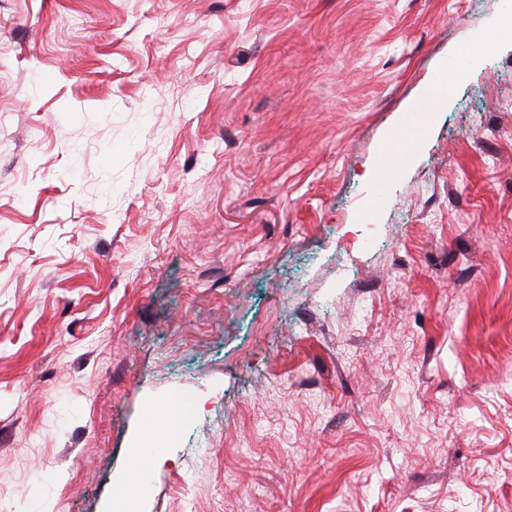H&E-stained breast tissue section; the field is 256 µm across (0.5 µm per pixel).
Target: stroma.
<instances>
[{
  "mask_svg": "<svg viewBox=\"0 0 512 512\" xmlns=\"http://www.w3.org/2000/svg\"><path fill=\"white\" fill-rule=\"evenodd\" d=\"M501 2L0 0V512H512Z\"/></svg>",
  "mask_w": 512,
  "mask_h": 512,
  "instance_id": "stroma-1",
  "label": "stroma"
}]
</instances>
